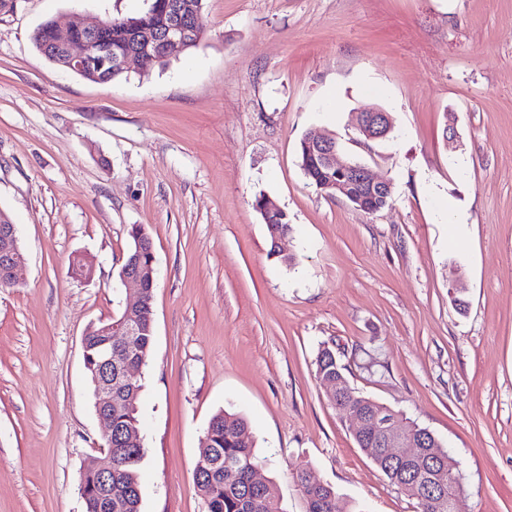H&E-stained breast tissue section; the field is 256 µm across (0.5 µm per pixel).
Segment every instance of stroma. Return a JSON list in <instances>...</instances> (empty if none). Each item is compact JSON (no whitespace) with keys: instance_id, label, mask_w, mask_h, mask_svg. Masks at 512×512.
<instances>
[{"instance_id":"1","label":"stroma","mask_w":512,"mask_h":512,"mask_svg":"<svg viewBox=\"0 0 512 512\" xmlns=\"http://www.w3.org/2000/svg\"><path fill=\"white\" fill-rule=\"evenodd\" d=\"M145 6L0 11V211L26 258L0 289V512H84L102 424L82 337L133 297L117 272L135 225L157 268L142 512H205L195 466L222 409L247 419L275 512H305L302 468L336 512H421L329 402L325 343L358 394L460 461V512H512V0H206L196 49L110 83L33 45L44 19ZM374 107L393 128L368 141L358 116ZM311 131L390 179L389 205L310 185ZM260 196L287 213L293 262L270 254ZM447 196L467 214L455 240Z\"/></svg>"}]
</instances>
